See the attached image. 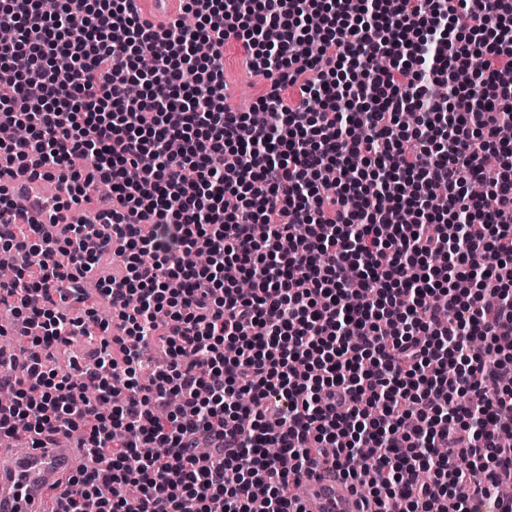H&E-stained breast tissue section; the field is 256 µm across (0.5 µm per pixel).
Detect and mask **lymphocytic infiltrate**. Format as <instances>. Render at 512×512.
Masks as SVG:
<instances>
[{
    "instance_id": "f902f5d3",
    "label": "lymphocytic infiltrate",
    "mask_w": 512,
    "mask_h": 512,
    "mask_svg": "<svg viewBox=\"0 0 512 512\" xmlns=\"http://www.w3.org/2000/svg\"><path fill=\"white\" fill-rule=\"evenodd\" d=\"M182 11L195 28L137 0L0 8V67L31 61L0 91V125L26 132L0 141V252L39 257L0 280L32 331L0 370V434L77 436L61 512H301L315 456L383 472L370 512H512V0ZM230 40L271 81L250 112L227 102ZM91 278L120 333L61 374L56 345L111 327Z\"/></svg>"
}]
</instances>
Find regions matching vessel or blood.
Instances as JSON below:
<instances>
[{
  "label": "vessel or blood",
  "instance_id": "b4317fda",
  "mask_svg": "<svg viewBox=\"0 0 512 512\" xmlns=\"http://www.w3.org/2000/svg\"><path fill=\"white\" fill-rule=\"evenodd\" d=\"M79 465L69 449L0 448V512H52ZM301 504L303 512H366L350 482L325 464L305 486Z\"/></svg>",
  "mask_w": 512,
  "mask_h": 512
}]
</instances>
